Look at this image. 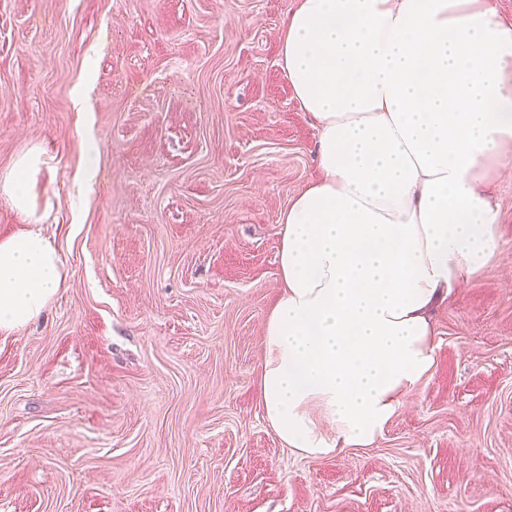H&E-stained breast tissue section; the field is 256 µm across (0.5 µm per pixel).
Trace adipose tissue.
Segmentation results:
<instances>
[{"label":"adipose tissue","instance_id":"obj_1","mask_svg":"<svg viewBox=\"0 0 512 512\" xmlns=\"http://www.w3.org/2000/svg\"><path fill=\"white\" fill-rule=\"evenodd\" d=\"M281 66L317 129L319 176L279 217L257 385L278 439L321 459L376 442L434 367V308L494 262L512 23L493 0H294ZM43 155L0 188L28 225L0 239L3 333L62 283L31 194Z\"/></svg>","mask_w":512,"mask_h":512}]
</instances>
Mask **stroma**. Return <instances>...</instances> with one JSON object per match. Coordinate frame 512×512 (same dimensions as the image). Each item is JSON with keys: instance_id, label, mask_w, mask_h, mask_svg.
<instances>
[{"instance_id": "obj_1", "label": "stroma", "mask_w": 512, "mask_h": 512, "mask_svg": "<svg viewBox=\"0 0 512 512\" xmlns=\"http://www.w3.org/2000/svg\"><path fill=\"white\" fill-rule=\"evenodd\" d=\"M291 3L0 0V186L46 150L65 279L0 333V512H512L511 177L494 266L436 307L434 369L373 446L310 460L263 419L278 218L317 176Z\"/></svg>"}]
</instances>
